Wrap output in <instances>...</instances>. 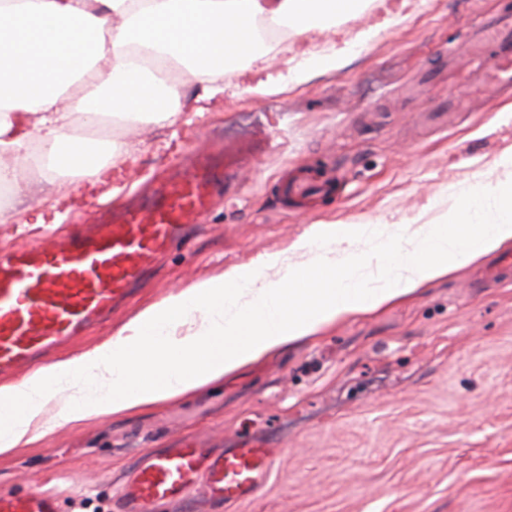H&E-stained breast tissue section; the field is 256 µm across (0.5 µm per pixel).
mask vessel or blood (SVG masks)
Returning a JSON list of instances; mask_svg holds the SVG:
<instances>
[{
    "instance_id": "b4317fda",
    "label": "vessel or blood",
    "mask_w": 512,
    "mask_h": 512,
    "mask_svg": "<svg viewBox=\"0 0 512 512\" xmlns=\"http://www.w3.org/2000/svg\"><path fill=\"white\" fill-rule=\"evenodd\" d=\"M476 39L499 42L500 53L474 74L494 95L512 89V15L494 16ZM193 162L160 180L150 196L113 205L90 223L70 225L52 248H21L0 256V378L10 379L64 345L78 342L111 314L158 255L182 240L209 209L239 163L214 161L193 148ZM277 449L246 441L214 452L183 438L138 464L119 492L122 512H155L193 489L212 502L253 496L275 470ZM0 512H60L46 492L0 491Z\"/></svg>"
}]
</instances>
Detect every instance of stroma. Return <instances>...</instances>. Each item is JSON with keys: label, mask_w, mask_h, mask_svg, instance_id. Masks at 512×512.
I'll use <instances>...</instances> for the list:
<instances>
[{"label": "stroma", "mask_w": 512, "mask_h": 512, "mask_svg": "<svg viewBox=\"0 0 512 512\" xmlns=\"http://www.w3.org/2000/svg\"><path fill=\"white\" fill-rule=\"evenodd\" d=\"M512 0H413L398 22L355 13L376 39L340 50V66L265 96L250 78L192 124H115L131 160L113 186L145 192L174 173L183 145L242 158L226 195L109 323L72 348L110 339L144 307L198 279L287 251L310 225L435 220L450 187L496 180L512 151V98L486 99L473 69L496 56L461 49ZM334 175L297 204L288 181ZM483 262L379 312L351 318L182 398L55 430L0 455V491L48 490L62 512H119L139 457L185 435L207 448L254 438L280 450L250 499L191 496L161 512H512V279Z\"/></svg>", "instance_id": "stroma-1"}]
</instances>
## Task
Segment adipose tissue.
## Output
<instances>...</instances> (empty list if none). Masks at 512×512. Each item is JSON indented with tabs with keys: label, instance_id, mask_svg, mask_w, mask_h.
Returning a JSON list of instances; mask_svg holds the SVG:
<instances>
[{
	"label": "adipose tissue",
	"instance_id": "ef3b65f1",
	"mask_svg": "<svg viewBox=\"0 0 512 512\" xmlns=\"http://www.w3.org/2000/svg\"><path fill=\"white\" fill-rule=\"evenodd\" d=\"M365 0H0V185L20 166L47 170L54 206L77 184L106 183L122 144L73 134L75 116L175 124L183 71L198 85L195 114L222 97L223 77L266 59L260 25L296 36L330 27ZM506 178L453 191L438 224L388 226L375 251L352 244L362 224H315L300 267L264 254L197 280L144 308L106 343L0 385L12 409L0 455L90 417L121 416L223 380L357 314L375 312L512 242V154ZM69 397L41 424L47 400Z\"/></svg>",
	"mask_w": 512,
	"mask_h": 512
}]
</instances>
